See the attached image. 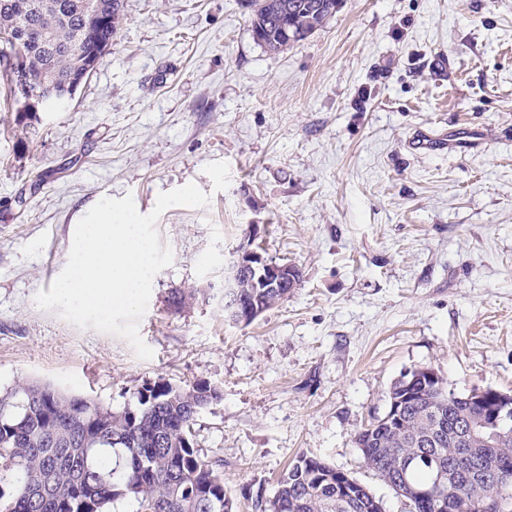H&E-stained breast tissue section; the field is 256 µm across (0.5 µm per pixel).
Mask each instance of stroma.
<instances>
[{
	"label": "stroma",
	"instance_id": "obj_1",
	"mask_svg": "<svg viewBox=\"0 0 512 512\" xmlns=\"http://www.w3.org/2000/svg\"><path fill=\"white\" fill-rule=\"evenodd\" d=\"M445 126L479 129L481 148L407 149ZM190 182L211 200L158 220L173 260L139 325L151 359L36 307L101 198L146 214ZM253 226L301 279L234 325L225 260ZM175 288L192 304L170 308ZM418 367L459 394H512V0H341L278 51L246 0H124L110 53L35 128L0 82L1 392L47 383L119 411L157 378L206 380L222 399L194 446L223 461L235 512L302 453L409 512L355 437Z\"/></svg>",
	"mask_w": 512,
	"mask_h": 512
}]
</instances>
